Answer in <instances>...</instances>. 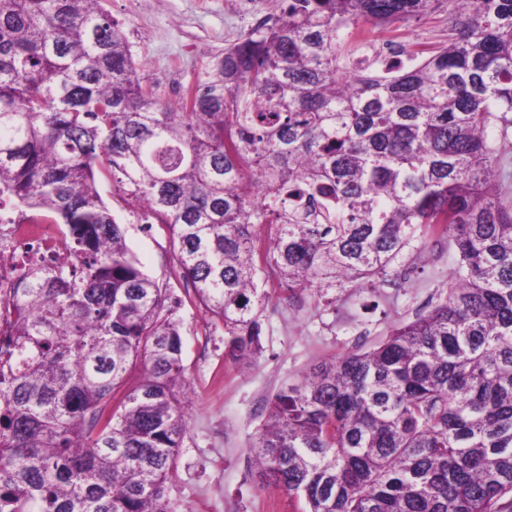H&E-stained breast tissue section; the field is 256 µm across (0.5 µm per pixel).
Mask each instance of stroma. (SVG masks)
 <instances>
[{"label": "stroma", "mask_w": 512, "mask_h": 512, "mask_svg": "<svg viewBox=\"0 0 512 512\" xmlns=\"http://www.w3.org/2000/svg\"><path fill=\"white\" fill-rule=\"evenodd\" d=\"M135 60L163 106L179 110L173 83L192 87L210 55L222 52L260 17L280 13L284 0H105ZM373 37H397L409 51L447 44L448 14L436 11L382 30L363 24ZM101 192L126 227V243L144 273L171 284L180 301L183 363L192 394L189 427L176 456L168 497L173 512H302L304 503L261 485L248 450L268 400L316 364L354 347L383 342L400 324L437 303L456 276L457 255L448 234L435 231L407 244L385 275L306 292L289 305L276 277L263 280L270 302L262 318L261 352L250 366L225 355L224 327L199 303L193 289L177 285V263L164 225L144 231L140 217L120 202L115 186Z\"/></svg>", "instance_id": "stroma-1"}]
</instances>
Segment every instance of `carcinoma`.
I'll return each instance as SVG.
<instances>
[{
  "instance_id": "carcinoma-1",
  "label": "carcinoma",
  "mask_w": 512,
  "mask_h": 512,
  "mask_svg": "<svg viewBox=\"0 0 512 512\" xmlns=\"http://www.w3.org/2000/svg\"><path fill=\"white\" fill-rule=\"evenodd\" d=\"M284 2L172 112L100 0H0V209L63 225L74 258L29 264L12 300L0 512H171L189 419L178 299L141 270L102 179L168 228L234 363L260 350L267 271L298 302L446 225L444 299L282 387L250 452L304 512H512V199L496 170L512 0H458L448 44L363 74L340 51L350 27L450 0Z\"/></svg>"
}]
</instances>
